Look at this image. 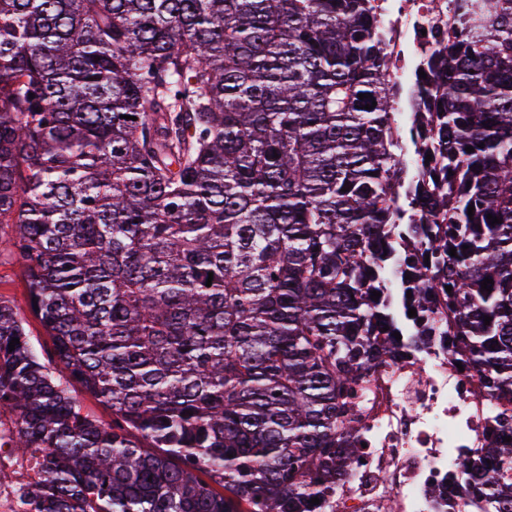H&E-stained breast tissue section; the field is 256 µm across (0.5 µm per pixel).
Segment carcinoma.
<instances>
[{"label":"carcinoma","instance_id":"cac0c4a2","mask_svg":"<svg viewBox=\"0 0 512 512\" xmlns=\"http://www.w3.org/2000/svg\"><path fill=\"white\" fill-rule=\"evenodd\" d=\"M373 10L0 0V246L53 340L49 367L0 299V411L43 451L27 512H326L358 391L428 336L512 402V0L456 2L422 130ZM490 442L480 508L512 512ZM68 394L81 407L82 412L88 413L102 425L112 424V411L98 399L85 390L79 383L70 381L67 384Z\"/></svg>","mask_w":512,"mask_h":512}]
</instances>
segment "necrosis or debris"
Wrapping results in <instances>:
<instances>
[{
    "label": "necrosis or debris",
    "mask_w": 512,
    "mask_h": 512,
    "mask_svg": "<svg viewBox=\"0 0 512 512\" xmlns=\"http://www.w3.org/2000/svg\"><path fill=\"white\" fill-rule=\"evenodd\" d=\"M396 89L413 85L443 22L447 0H375ZM355 472L337 483L334 512H478L456 463L483 451L495 417L512 402L487 397L471 368H457L443 337L402 352L360 403ZM14 423L0 415V512H22L19 495L40 479L36 450L15 453Z\"/></svg>",
    "instance_id": "necrosis-or-debris-1"
}]
</instances>
